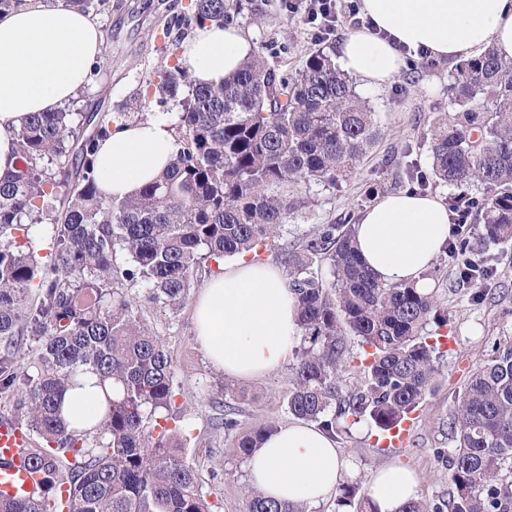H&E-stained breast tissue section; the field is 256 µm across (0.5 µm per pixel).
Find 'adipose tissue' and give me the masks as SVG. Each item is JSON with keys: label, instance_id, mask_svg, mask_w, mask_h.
Returning a JSON list of instances; mask_svg holds the SVG:
<instances>
[{"label": "adipose tissue", "instance_id": "ef3b65f1", "mask_svg": "<svg viewBox=\"0 0 512 512\" xmlns=\"http://www.w3.org/2000/svg\"><path fill=\"white\" fill-rule=\"evenodd\" d=\"M361 10L374 28L348 33L338 63L369 88L390 84L408 50L461 61L491 46L512 60V0H361ZM102 43L95 17L58 0H26L0 12V179L16 169L15 134L22 121L73 100L88 84ZM255 52L244 29L208 22L183 41L179 61L195 83L216 86ZM176 149L161 114L113 130L95 156L102 194L115 200L136 196L173 162ZM451 224L439 197L402 191L360 213L355 239L380 282L411 283L427 292L425 272L446 246ZM193 326L210 364L242 379L283 368L302 337L297 298L284 269L245 255L226 262L202 288ZM103 397L96 376L80 374L63 397V421L92 429L101 419ZM354 470L330 435L301 421L280 426L247 460L249 481L264 497L301 506L324 502ZM419 494L415 471L403 465L377 471L369 485L377 512H398Z\"/></svg>", "mask_w": 512, "mask_h": 512}]
</instances>
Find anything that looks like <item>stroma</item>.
Returning <instances> with one entry per match:
<instances>
[{
    "mask_svg": "<svg viewBox=\"0 0 512 512\" xmlns=\"http://www.w3.org/2000/svg\"><path fill=\"white\" fill-rule=\"evenodd\" d=\"M189 4L190 0H109L96 15L104 33L101 71L84 99L72 102V110L123 109L155 70L172 64L171 44L192 34V27L176 21L187 12ZM243 6L235 26L247 30L268 64L284 73L295 70L320 43L339 46L351 30L348 19H340L335 31L323 40L287 12L285 0H244ZM454 66V61L431 60L412 52L399 75L386 87L358 86L360 96L376 111L379 139L355 173L339 187L311 188L315 205L306 219L289 225V242H301L319 224L356 223L367 207L365 194L372 185H380L385 195L412 189L406 166L414 163L419 170L428 168L427 133L432 119L449 110L448 83ZM486 257L495 273L486 281L488 295L480 302L472 300L470 287L459 282L457 269L447 254H440L432 264L429 281L448 309V340L440 360V376L416 412L408 448L381 447L363 428L353 436L337 437V448L356 464L348 480L358 486L360 494H367L377 470L404 464L418 473L423 496L447 497L448 470L438 462L434 451L453 448L454 443L443 433L442 424L453 414L457 395L472 371L492 355L494 344L512 337V243L491 245ZM128 292L140 304L148 325L172 358L187 435L186 463L196 470L218 512H244L251 485L245 462L235 452L236 436L263 424L291 422L286 405L288 369L261 378L234 380L240 392L234 400L239 426L237 434H225L220 421L224 415L221 388L226 377L208 363L195 340L191 305L173 313L147 303L143 284L129 285Z\"/></svg>",
    "mask_w": 512,
    "mask_h": 512,
    "instance_id": "obj_1",
    "label": "stroma"
}]
</instances>
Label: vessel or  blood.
Here are the masks:
<instances>
[{"instance_id":"vessel-or-blood-1","label":"vessel or blood","mask_w":512,"mask_h":512,"mask_svg":"<svg viewBox=\"0 0 512 512\" xmlns=\"http://www.w3.org/2000/svg\"><path fill=\"white\" fill-rule=\"evenodd\" d=\"M28 443L27 433L19 426L0 422V497L23 496L38 484L39 474L22 463L23 450Z\"/></svg>"}]
</instances>
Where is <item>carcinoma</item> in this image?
Masks as SVG:
<instances>
[{
	"instance_id": "1",
	"label": "carcinoma",
	"mask_w": 512,
	"mask_h": 512,
	"mask_svg": "<svg viewBox=\"0 0 512 512\" xmlns=\"http://www.w3.org/2000/svg\"><path fill=\"white\" fill-rule=\"evenodd\" d=\"M193 20L220 24L230 0H192ZM151 94L180 107L171 166L135 197L98 188L95 155L132 112H35L16 134L18 166L0 180V392L21 390L19 412L0 416L37 435L25 448L41 474L35 491L0 500V512H213L184 459L172 359L125 291L141 282L149 301L177 311L199 271L227 257L270 252L285 269L308 346L289 367L288 413L330 435L363 421L382 432L415 412L439 372L448 325L435 293L385 285L358 254L347 224H319L300 246L285 226L312 204L314 185L347 180L378 135L375 112L353 78L323 49L283 74L257 56L217 86L197 85L174 63L155 73ZM451 113L433 122L429 171L438 184L477 187L468 201L481 235L454 245L462 261L487 243L512 241V61L492 48L455 66ZM128 268L117 273V255ZM330 267L327 288L314 259ZM39 342L33 370L18 367L14 337ZM364 349L360 382L339 376L349 337ZM91 371L109 388L100 425L68 428L61 399ZM455 448L436 449L448 467L446 499L419 497L399 512H512V340L467 379L446 424ZM275 429L238 437L246 459ZM339 505L374 512L358 487ZM245 512H304L249 492Z\"/></svg>"
}]
</instances>
